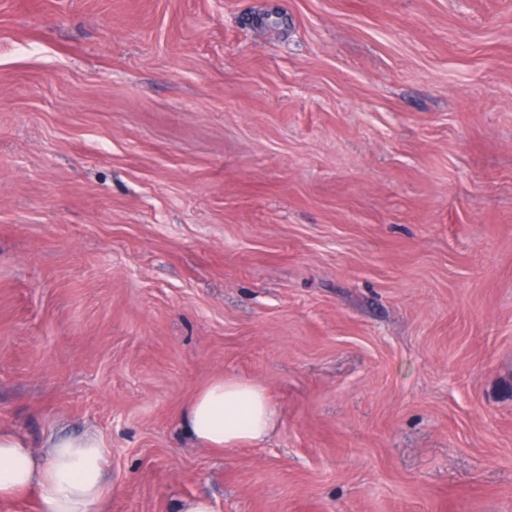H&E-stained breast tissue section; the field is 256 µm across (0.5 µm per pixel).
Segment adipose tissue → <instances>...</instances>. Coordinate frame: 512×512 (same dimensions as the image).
I'll use <instances>...</instances> for the list:
<instances>
[{"instance_id":"1","label":"adipose tissue","mask_w":512,"mask_h":512,"mask_svg":"<svg viewBox=\"0 0 512 512\" xmlns=\"http://www.w3.org/2000/svg\"><path fill=\"white\" fill-rule=\"evenodd\" d=\"M185 432L208 448L264 442L278 414L264 388L218 377L198 391L181 416ZM108 491L97 435L49 440L37 453L18 432L0 430V500L36 493L40 512H91Z\"/></svg>"}]
</instances>
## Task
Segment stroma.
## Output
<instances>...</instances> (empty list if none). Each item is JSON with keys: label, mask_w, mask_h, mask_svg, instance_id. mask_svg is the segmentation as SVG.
<instances>
[{"label": "stroma", "mask_w": 512, "mask_h": 512, "mask_svg": "<svg viewBox=\"0 0 512 512\" xmlns=\"http://www.w3.org/2000/svg\"><path fill=\"white\" fill-rule=\"evenodd\" d=\"M0 429L93 512H512V0H0ZM185 432L207 448L264 442L279 417L264 388L235 377H218L198 391L181 416ZM42 454L18 432L0 430V500L35 492L40 512H92L108 491L97 435L52 438Z\"/></svg>", "instance_id": "1"}]
</instances>
